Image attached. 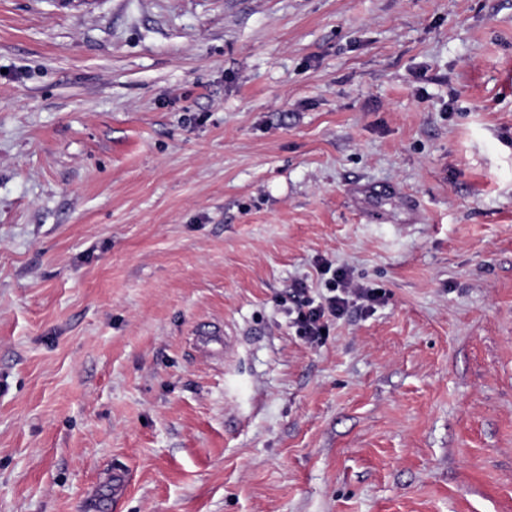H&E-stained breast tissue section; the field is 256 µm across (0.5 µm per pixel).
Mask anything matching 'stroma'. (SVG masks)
Here are the masks:
<instances>
[{
    "instance_id": "obj_1",
    "label": "stroma",
    "mask_w": 512,
    "mask_h": 512,
    "mask_svg": "<svg viewBox=\"0 0 512 512\" xmlns=\"http://www.w3.org/2000/svg\"><path fill=\"white\" fill-rule=\"evenodd\" d=\"M0 512H512V0H0ZM332 276L328 293L317 298H306V288L301 285L293 288V297L297 299L290 315L297 332L309 343L322 342L328 336L329 324L343 318L350 307L372 309L381 299L377 289L355 283L344 269H334ZM193 341L201 353L212 358L225 359L231 349L230 336L222 325L198 323L193 330Z\"/></svg>"
}]
</instances>
